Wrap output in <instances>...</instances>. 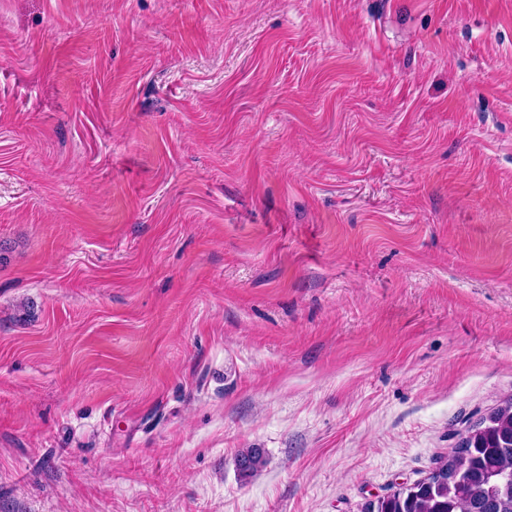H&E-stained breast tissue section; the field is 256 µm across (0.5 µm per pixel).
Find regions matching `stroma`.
I'll list each match as a JSON object with an SVG mask.
<instances>
[{
    "label": "stroma",
    "instance_id": "35a3bbf8",
    "mask_svg": "<svg viewBox=\"0 0 512 512\" xmlns=\"http://www.w3.org/2000/svg\"><path fill=\"white\" fill-rule=\"evenodd\" d=\"M510 397L512 0H0V512H364Z\"/></svg>",
    "mask_w": 512,
    "mask_h": 512
}]
</instances>
